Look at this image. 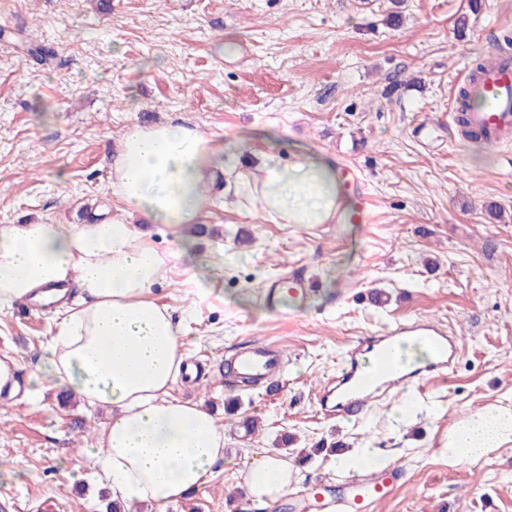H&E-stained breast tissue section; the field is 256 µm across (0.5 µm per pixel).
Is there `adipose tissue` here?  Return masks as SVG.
<instances>
[{"label":"adipose tissue","mask_w":512,"mask_h":512,"mask_svg":"<svg viewBox=\"0 0 512 512\" xmlns=\"http://www.w3.org/2000/svg\"><path fill=\"white\" fill-rule=\"evenodd\" d=\"M223 151L197 128L161 123L127 130L113 162L112 192L153 224L199 223L214 194ZM242 190L284 224H326L346 201L332 157L266 162ZM170 261L134 225L103 218L81 224L0 225V308L44 288H75L79 303L56 312L44 379L88 405L112 409L97 436L94 464L114 501L165 512L202 486L224 458V430L201 404L171 395L184 355L167 305L151 297ZM512 447V402L470 410L448 429L452 465H475ZM300 481L281 455L256 458L245 478L253 512H272Z\"/></svg>","instance_id":"ef3b65f1"}]
</instances>
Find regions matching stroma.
Instances as JSON below:
<instances>
[{
    "mask_svg": "<svg viewBox=\"0 0 512 512\" xmlns=\"http://www.w3.org/2000/svg\"><path fill=\"white\" fill-rule=\"evenodd\" d=\"M0 19V224H79L109 213L158 252L175 230L114 196L125 131L172 122L224 149L207 205L197 270L172 261L151 289L169 305L202 381L175 397L202 403L224 429V459L167 512H242L240 483L265 450H305L301 480L275 512H304L311 488L338 484L339 455L379 449L398 472L373 512H512V447L452 466L448 427L468 410L512 399V143L464 139L452 99L465 69L512 37V0H10ZM466 16L465 32L455 21ZM51 45L26 63L12 31ZM324 153L357 168L367 224H279L235 182L260 161ZM313 281L292 319L263 291L291 271ZM429 318L462 340L446 375L393 392L360 418L320 410L322 376L350 341ZM50 311L0 310V356L40 365ZM254 340L281 347L274 387L226 385L224 360ZM234 410H227L229 398ZM107 410L45 387L0 400V512H102L91 448ZM255 421L254 433L245 424ZM290 444H283V437Z\"/></svg>",
    "mask_w": 512,
    "mask_h": 512,
    "instance_id": "1",
    "label": "stroma"
}]
</instances>
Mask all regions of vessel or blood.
<instances>
[{"mask_svg": "<svg viewBox=\"0 0 512 512\" xmlns=\"http://www.w3.org/2000/svg\"><path fill=\"white\" fill-rule=\"evenodd\" d=\"M465 83L475 87L483 106L468 114L472 128L485 141L512 139V54L502 53L484 69L466 70ZM309 285L305 277L293 276L287 283H275L264 292V302L272 315L294 317L295 305L306 298ZM419 336L427 340L435 358L425 367L398 374L392 347L398 337ZM461 346L455 337L428 321L408 327H395L380 336L359 339L347 350L341 365L319 394V404L328 416L347 420L366 412L381 391L408 387L426 375H440L456 361ZM232 376L252 384L270 383L283 375L287 364L282 355L262 343L238 352L231 361ZM393 484L392 471H370L342 480L340 493L318 486L311 493L315 512H371L376 500L386 495Z\"/></svg>", "mask_w": 512, "mask_h": 512, "instance_id": "vessel-or-blood-1", "label": "vessel or blood"}]
</instances>
